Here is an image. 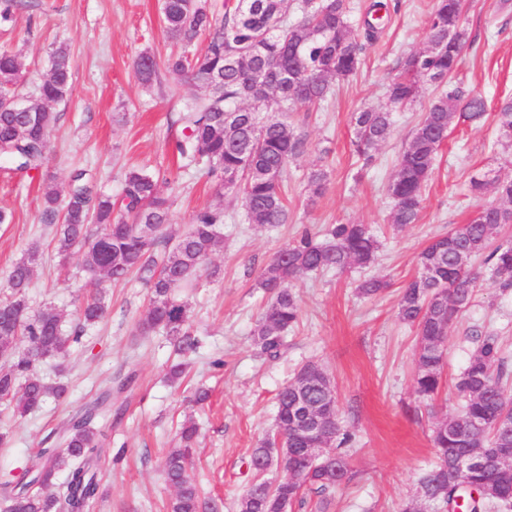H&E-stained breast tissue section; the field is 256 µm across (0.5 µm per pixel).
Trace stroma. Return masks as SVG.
Returning a JSON list of instances; mask_svg holds the SVG:
<instances>
[{"instance_id": "stroma-1", "label": "stroma", "mask_w": 512, "mask_h": 512, "mask_svg": "<svg viewBox=\"0 0 512 512\" xmlns=\"http://www.w3.org/2000/svg\"><path fill=\"white\" fill-rule=\"evenodd\" d=\"M388 3V19L357 73L333 84L320 111L289 117L306 148L285 175L287 223H246L241 195L220 198L227 219L212 262L222 273L200 277L185 296L201 339L197 353L183 359L185 378L169 377L171 364L180 359L165 333L138 329L148 307L143 283L132 276L111 285L107 318L86 330L65 362L36 365L41 376L66 385V398L48 400L18 419L0 413V427L10 433L9 445L0 446V475L22 476L41 449L54 447L73 414L111 381L129 376L132 390L113 392L114 415L100 423L107 445L96 469L102 496L93 512H166L174 490L162 459L189 418L200 427L196 478L202 496L215 501L219 512H239L251 480V451L274 427L276 395L303 364L314 361L330 376L340 423L352 435L343 448L350 478L326 496L308 494L305 506L292 512H399L416 497L420 477L436 460L433 426L461 406L454 384L476 347L468 329L482 325L497 334L512 361V291H502L491 278L480 283L449 333L445 387L435 399L419 397L414 389L416 334L397 317L398 290L416 273L421 250L465 223L477 207L467 190L470 177L512 178V154L497 145L491 117L499 100L512 95V13L499 10L496 0H466L468 42L454 79L485 99L490 117L478 125L450 126L418 223L396 229L388 220L393 202L385 186L421 109L396 112L393 137L366 168L352 150L350 119L353 112L385 103L402 59L425 48L431 2ZM62 42L72 55V94L55 107L59 119L46 164L20 172L0 161V210L12 217L0 224V289L29 246L38 245L30 307L55 305L70 324L95 282L83 270L80 252L64 261L56 253L54 230L40 220L47 183L67 185L83 169L117 199L126 170L149 167L160 173V189L173 201L172 227L180 233L188 230L195 210L219 198L211 180L179 168L173 154L182 135V106L204 95L205 87L163 71L146 85L134 69L140 54L160 62L171 49L161 0H23L12 21L0 25V48L12 49L21 63L20 96H35L49 72V54ZM316 167L328 174L317 198L308 185ZM339 222L370 225L380 245L376 262L302 276L295 284L300 320L288 332L287 347L274 359L260 354L252 330L269 299L256 286L261 269L303 231L320 236L326 225ZM372 277L390 281V288L377 299L359 297L357 285ZM200 389L209 393L201 404L195 401Z\"/></svg>"}]
</instances>
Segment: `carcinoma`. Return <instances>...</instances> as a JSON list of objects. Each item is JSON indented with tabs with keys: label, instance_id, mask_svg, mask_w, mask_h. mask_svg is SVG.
<instances>
[{
	"label": "carcinoma",
	"instance_id": "carcinoma-1",
	"mask_svg": "<svg viewBox=\"0 0 512 512\" xmlns=\"http://www.w3.org/2000/svg\"><path fill=\"white\" fill-rule=\"evenodd\" d=\"M302 18L288 22V0H225L224 17L216 19L205 0H163L164 31L174 50L163 62L174 76L191 74L208 89L202 97L184 103L179 122L183 139L175 152L214 180L216 192H241L246 220L258 226L288 222L283 176L288 164L304 151V140L294 128L274 117L262 121V112H281L290 106L311 109L323 102L332 85L359 69L366 45L352 34L350 0H301ZM204 49L189 55L182 47L196 37ZM427 47L407 56L389 83L386 102L351 116L354 152L370 165L379 147L394 131V113L420 103L421 82L448 83V91L434 97L401 152L397 170L386 185L394 207L390 221L398 227L418 222L423 193L448 129L453 122L478 123L485 118V101L464 97L449 84L459 64L457 46L466 44L461 6L456 0H434L427 27ZM50 75L39 86L29 108L17 104L16 88L22 74L17 55L0 51V159L28 172L44 164L50 134L58 121L50 105L65 102L72 93V61L67 44L50 54ZM144 84L158 73L150 55L140 56L136 67ZM497 142L512 148V98L495 112ZM237 177L227 186L224 176ZM493 189L497 201L480 205L448 232L434 237L420 252L419 271L400 288L399 319L417 336L418 394L439 393L445 363V343L458 315L472 302L481 272L471 265L482 256L499 288H512V239L495 242L503 224H512V179L471 178L470 193L479 198ZM115 203L96 183L79 171L61 190L47 185L41 222L55 226L57 253L68 257L82 251L83 266L103 286L135 274L149 289V307L139 329L162 330L175 352L187 356L200 348L190 309L177 292L189 288L202 273L221 274L208 266L210 256L224 239V208L209 205L196 210L188 231L169 230L172 201L158 188V177L146 168H131ZM328 241L318 243L304 232L277 252L264 267L257 287L271 295L253 330L261 353L277 355L286 334L299 321L296 293L290 285L301 275L325 270L344 271L374 261L377 240L366 224L338 223L326 228ZM39 249L32 247L8 274V291L0 296V402L24 417L48 400L60 401L67 388L45 381L36 371V358L64 360L84 330L107 315L104 296L82 302L77 323L64 328L65 316L49 306L31 310L28 288ZM389 283L378 278L363 281L365 298L382 294ZM478 345L456 382L464 398L461 411L435 424L436 466L419 481V496L402 505L401 512H420L425 502L436 512L458 508L464 512L512 509V434L497 432L495 419L509 410L512 392L506 388L509 369L494 333L478 329ZM30 344L17 352L19 341ZM327 374L315 362L304 364L277 394L275 430L286 437L291 456L280 482L273 486L262 464L279 457L275 435L264 438L250 455L252 480L240 502V512H285V506L303 502L309 488L326 493L349 479V462L340 451L350 440L339 425L337 401L326 397ZM132 377L116 382L129 388ZM107 388L72 417L61 431L60 447L44 448L15 480L0 481L4 512H87L99 498L94 468L104 451L106 435L95 423L112 415ZM319 420L336 442L327 460L303 463L294 457L304 446L305 430ZM199 427L181 424L179 446L164 459V473L174 488L168 512H216L217 505L201 500L194 472L193 450ZM67 470L58 482V473Z\"/></svg>",
	"mask_w": 512,
	"mask_h": 512
}]
</instances>
